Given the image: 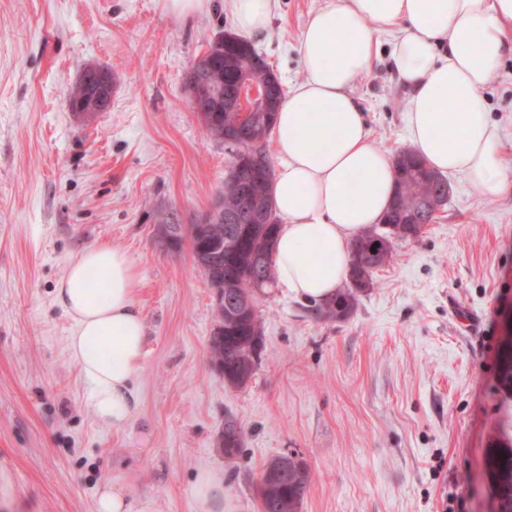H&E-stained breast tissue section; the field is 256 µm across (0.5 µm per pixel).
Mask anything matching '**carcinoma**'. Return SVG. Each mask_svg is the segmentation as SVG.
I'll list each match as a JSON object with an SVG mask.
<instances>
[{"mask_svg": "<svg viewBox=\"0 0 512 512\" xmlns=\"http://www.w3.org/2000/svg\"><path fill=\"white\" fill-rule=\"evenodd\" d=\"M228 44L224 45V62L212 73L213 79L224 85V91L234 89L237 74L247 59L262 72L267 60L252 42L226 32ZM207 132H212L211 119L224 124V130L233 136L228 152H245L253 160L255 173L242 172L241 179L247 182L253 196L266 207H271L270 184L273 179V161L269 151V135L274 113L253 112L244 119L237 112H214L212 104L198 113ZM396 189L392 209L382 220L384 232L369 227L360 232L352 243V260L349 276L359 272V267L368 265L378 270L389 262L392 254L387 242L394 230L411 229L420 235L419 226L435 219V210L448 201V179L428 168L412 151L403 150L394 157ZM239 204L238 190L233 180L224 178V209L235 210ZM195 233L190 235V249L194 255L204 256L197 264L212 289L234 288L240 293L257 281L274 283L275 273L272 259L273 245L280 223L253 224L238 222L229 224H195ZM237 235L242 241L234 251L224 247L227 238ZM354 284L332 300L324 302L317 313L328 319H343L349 315L356 301ZM263 346L261 321L243 306L224 310V332L210 340L209 352L214 364L224 368V382L233 387L247 385L260 359ZM224 430L238 436L234 451L224 453L229 460L242 452L243 431L236 421L228 418ZM495 491L505 500V512H512V448H497L489 458ZM309 480L283 482L270 478H259L256 494L260 499L261 512H282L283 502H288V512H301Z\"/></svg>", "mask_w": 512, "mask_h": 512, "instance_id": "carcinoma-1", "label": "carcinoma"}]
</instances>
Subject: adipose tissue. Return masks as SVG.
Here are the masks:
<instances>
[{
    "instance_id": "ef3b65f1",
    "label": "adipose tissue",
    "mask_w": 512,
    "mask_h": 512,
    "mask_svg": "<svg viewBox=\"0 0 512 512\" xmlns=\"http://www.w3.org/2000/svg\"><path fill=\"white\" fill-rule=\"evenodd\" d=\"M277 0H223L235 31L264 38ZM394 33L392 67L408 87L410 147L428 166L460 175L485 195L512 190L502 138L482 90L512 56V0H327L299 40L304 77L281 99L273 129L279 161L272 204L283 226L273 264L280 286L310 303L331 299L351 244L380 221L395 187L394 165L372 142L353 94L371 70L377 35ZM459 111H449V104ZM139 277L129 257L91 248L56 286L72 322L66 352L97 419L121 427L136 406L133 382L145 353L136 305Z\"/></svg>"
}]
</instances>
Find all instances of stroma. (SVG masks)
Listing matches in <instances>:
<instances>
[{
  "mask_svg": "<svg viewBox=\"0 0 512 512\" xmlns=\"http://www.w3.org/2000/svg\"><path fill=\"white\" fill-rule=\"evenodd\" d=\"M325 0H278L258 45L283 87ZM230 21L220 4L187 18L166 0H0V512H96L103 486L131 503L198 512L200 471L224 478V512H257L254 483L297 451L310 484L302 512H491L487 460L512 446V193L466 178L434 223L395 244L389 264L326 319L273 287L257 300L264 347L246 386L210 359L212 293L163 216L189 226L224 188L228 152L194 112L185 77ZM380 36L354 95L374 145L406 149L408 90ZM112 70L106 111L80 119L69 90L87 64ZM484 95L512 159V58ZM125 252L140 279L145 356L137 405L101 424L69 360L71 321L55 288L87 249ZM243 451L224 460L226 417Z\"/></svg>",
  "mask_w": 512,
  "mask_h": 512,
  "instance_id": "1",
  "label": "stroma"
}]
</instances>
